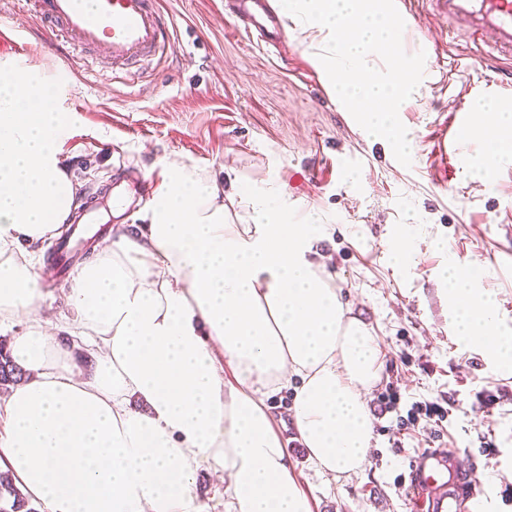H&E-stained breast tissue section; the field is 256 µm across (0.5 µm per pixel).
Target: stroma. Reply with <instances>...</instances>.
<instances>
[{"instance_id": "35a3bbf8", "label": "stroma", "mask_w": 512, "mask_h": 512, "mask_svg": "<svg viewBox=\"0 0 512 512\" xmlns=\"http://www.w3.org/2000/svg\"><path fill=\"white\" fill-rule=\"evenodd\" d=\"M225 0H158L173 21L171 44L135 66L111 69L96 51L54 50L38 35L33 6L0 0L8 39L0 58L24 59L65 75L72 116L62 155L78 183L76 203L91 202L103 225L140 223L145 198L111 213L115 191L151 178L163 158L216 176L284 185L317 209V243L353 312L379 344L380 377L367 395L374 421L368 463L333 479L308 463L291 423L292 397L271 404L313 512H409L408 467L417 449L461 448L493 512H512V376L496 374L480 349L457 342L447 293L437 277L448 258L475 262L481 285L496 293L512 327V159L485 177L466 163L489 145L477 99L512 102V79L482 43L452 38L427 14L410 19L430 45L431 75L399 115L413 130L414 158L361 135L352 113L324 88L300 33L265 51L224 17ZM470 137L450 135L455 113ZM414 229L415 269L404 275L387 256L404 226ZM447 240V250L435 239ZM52 239L32 246L40 269L43 317L61 321L68 281L52 277ZM396 393L395 409L385 404ZM447 401L443 422L401 423L413 402Z\"/></svg>"}]
</instances>
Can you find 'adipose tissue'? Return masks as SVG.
Masks as SVG:
<instances>
[{
  "instance_id": "obj_1",
  "label": "adipose tissue",
  "mask_w": 512,
  "mask_h": 512,
  "mask_svg": "<svg viewBox=\"0 0 512 512\" xmlns=\"http://www.w3.org/2000/svg\"><path fill=\"white\" fill-rule=\"evenodd\" d=\"M330 93L365 136L411 160L398 121L418 90L409 26L395 0H278ZM57 75L0 61V317L35 313L30 245L72 210L61 146L68 111ZM492 149L486 171L512 157V106L477 102ZM137 234L112 242L73 278L67 307L89 342L86 367L42 321L15 338L30 371L0 410V470L45 512H207L199 470L223 484L230 512H312L266 401L292 391V424L316 471L367 463L374 424L364 394L379 378L371 329L313 258L317 212L280 185L228 193L216 177L159 162ZM456 335L495 371L512 373V330L481 269L448 261Z\"/></svg>"
}]
</instances>
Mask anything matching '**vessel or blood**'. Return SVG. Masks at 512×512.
<instances>
[{
	"label": "vessel or blood",
	"instance_id": "b4317fda",
	"mask_svg": "<svg viewBox=\"0 0 512 512\" xmlns=\"http://www.w3.org/2000/svg\"><path fill=\"white\" fill-rule=\"evenodd\" d=\"M150 0H33L41 18L62 33L74 49H94L113 66L137 62L170 41L169 20L149 6ZM231 13L238 30L258 45L278 48L283 39L280 19L268 0H236ZM441 18L449 33L480 41L498 64L512 63V0H422ZM95 217L75 211L72 234L58 243L53 258L65 271L74 249L84 242ZM457 448H431L411 462L408 490L416 512H491L477 494L470 473L459 463Z\"/></svg>",
	"mask_w": 512,
	"mask_h": 512
}]
</instances>
